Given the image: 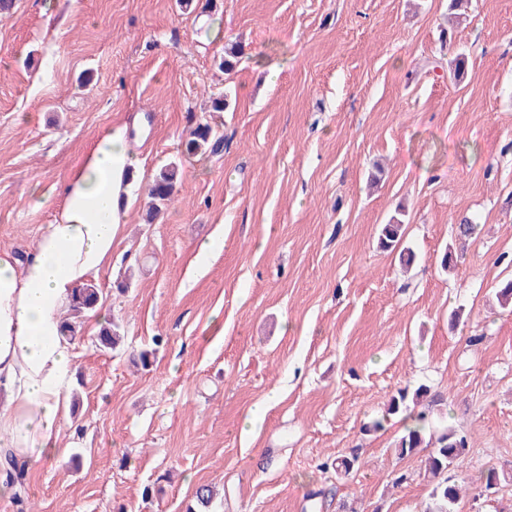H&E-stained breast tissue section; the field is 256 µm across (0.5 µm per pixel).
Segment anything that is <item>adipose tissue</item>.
Returning <instances> with one entry per match:
<instances>
[{
    "label": "adipose tissue",
    "instance_id": "1",
    "mask_svg": "<svg viewBox=\"0 0 512 512\" xmlns=\"http://www.w3.org/2000/svg\"><path fill=\"white\" fill-rule=\"evenodd\" d=\"M138 167L128 122H113L55 185L58 212L27 256L0 249V456L34 464L64 455L75 344L62 315L111 267Z\"/></svg>",
    "mask_w": 512,
    "mask_h": 512
}]
</instances>
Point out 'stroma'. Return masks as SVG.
<instances>
[{"label": "stroma", "instance_id": "stroma-1", "mask_svg": "<svg viewBox=\"0 0 512 512\" xmlns=\"http://www.w3.org/2000/svg\"><path fill=\"white\" fill-rule=\"evenodd\" d=\"M214 3L0 14V248L30 246L53 185L116 119L153 115L142 165L181 171L151 224L135 181L122 258L96 282L121 342L74 335L68 464L20 465L0 512H188L204 485L208 512H422L434 482L385 414L422 384L443 401L431 427L469 444L457 512H512V0H469L459 25L450 0ZM231 42L245 51L227 73ZM203 119L224 148L186 156ZM393 216L407 270L378 243ZM464 216L477 233L443 271ZM351 454L337 479L329 463ZM489 467L505 478L483 493Z\"/></svg>", "mask_w": 512, "mask_h": 512}]
</instances>
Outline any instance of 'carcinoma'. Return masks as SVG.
<instances>
[{
    "mask_svg": "<svg viewBox=\"0 0 512 512\" xmlns=\"http://www.w3.org/2000/svg\"><path fill=\"white\" fill-rule=\"evenodd\" d=\"M222 142L219 130L205 120L198 122L190 131L184 147L186 153L192 155L203 154L207 151L215 153L220 149ZM178 179L179 168L175 164L166 166L155 176L149 191L151 202L146 213L147 222H152L162 208L171 201ZM403 227L404 224L399 219L392 218L389 223L382 225L379 243L383 248L399 250L401 261L409 266L415 262L416 254L408 248L401 247ZM98 299L99 291L94 285L90 284L81 288L70 308L72 318L77 320L83 317L87 310L94 307ZM120 332V323L116 321L110 323L99 334L100 346L107 349L112 348L119 338ZM427 394L428 389L424 385L418 386L411 394L401 391L390 399L386 414L393 415L403 410L406 411L411 404L418 406ZM417 417L418 425L406 428L398 439L396 449L401 456L411 455L417 449L428 445L426 442L429 431L428 414L422 410L417 413ZM466 448H468L466 438L458 435L451 428L444 429L435 437L433 450L428 455L426 462L438 481L431 491L430 501L424 512H455V506L460 499L461 486L447 477L446 473L449 468L457 467L464 461Z\"/></svg>",
    "mask_w": 512,
    "mask_h": 512,
    "instance_id": "cac0c4a2",
    "label": "carcinoma"
}]
</instances>
